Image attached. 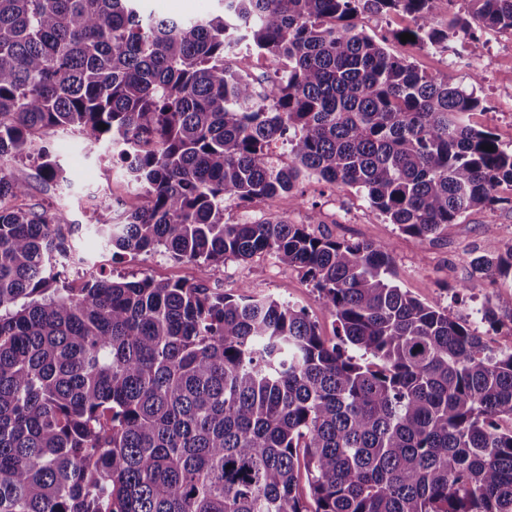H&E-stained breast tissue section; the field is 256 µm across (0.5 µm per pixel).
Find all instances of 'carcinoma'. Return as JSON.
Masks as SVG:
<instances>
[{"label": "carcinoma", "instance_id": "1", "mask_svg": "<svg viewBox=\"0 0 512 512\" xmlns=\"http://www.w3.org/2000/svg\"><path fill=\"white\" fill-rule=\"evenodd\" d=\"M139 2L0 0V512H512V351L403 291L382 243L224 221L225 196L271 206L305 172L421 239L493 203L512 149L469 123L479 98L355 19L402 12L446 51L512 30V0H465L443 26L434 0H219L194 20ZM254 53L285 66L259 82ZM58 129L91 153L111 142L142 189L130 210L96 200L105 246L209 266L273 254L305 269L337 341L246 289L102 270L70 287L77 225L23 203L8 166L62 177ZM471 267L506 277L512 251Z\"/></svg>", "mask_w": 512, "mask_h": 512}]
</instances>
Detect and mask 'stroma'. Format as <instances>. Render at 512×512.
<instances>
[{"instance_id": "1", "label": "stroma", "mask_w": 512, "mask_h": 512, "mask_svg": "<svg viewBox=\"0 0 512 512\" xmlns=\"http://www.w3.org/2000/svg\"><path fill=\"white\" fill-rule=\"evenodd\" d=\"M142 9L158 18L183 20L219 12L220 5L219 0H143ZM411 24V18L400 13L365 11L358 17L361 30L384 41L394 54L407 57L421 73L444 76L450 84L474 88L483 106L473 113L472 125L492 132L503 146L512 149V32L482 30L476 43L460 45L458 54L452 55L402 42L398 34ZM49 141L63 170L62 180L42 183L36 176L35 162L29 159L19 162L18 168L30 178L28 204H52L68 223L78 227L72 243L86 254L88 263L71 266L70 284L80 285L90 265L128 281L148 276L227 290L244 284L255 295L304 309L322 338L335 341L336 319L305 270L275 256L258 254L246 261L230 258L216 268L177 262L159 252L113 256L87 231L88 225L110 219L109 213L95 210L94 203L106 194L115 207L131 209L141 204V189L127 177L122 162L114 159L110 143H102L91 153L78 135L62 130L52 133ZM299 189L301 198L283 197L271 205L259 200L244 205L226 198L224 218L243 223L282 217L306 225L308 232L317 236L385 244L393 257L394 281L403 291L446 308L450 315L475 322L490 348L512 349V276L492 284L470 266L472 258L487 246L502 253L512 249V187L501 186L499 202L469 210L432 239L403 233L356 189H331L313 176L305 178ZM489 224L495 230L491 241L484 234ZM487 306L495 308L497 324L479 322L478 313Z\"/></svg>"}]
</instances>
